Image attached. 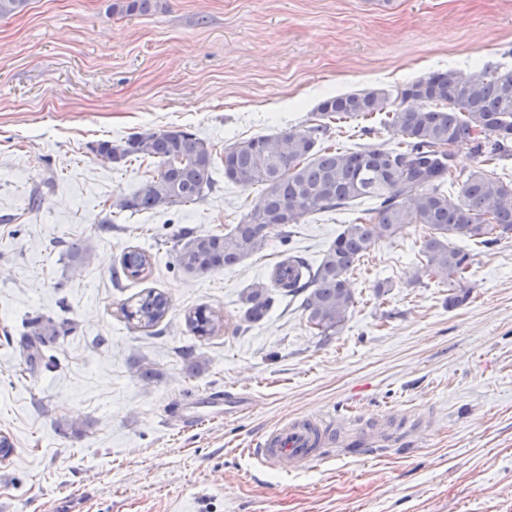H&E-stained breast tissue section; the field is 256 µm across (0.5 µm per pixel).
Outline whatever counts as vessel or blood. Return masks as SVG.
<instances>
[{
	"mask_svg": "<svg viewBox=\"0 0 512 512\" xmlns=\"http://www.w3.org/2000/svg\"><path fill=\"white\" fill-rule=\"evenodd\" d=\"M224 415V398L207 395L195 398L183 415L184 423H195L204 418H220ZM382 428L372 427L358 435L336 439L314 417H298L282 422L263 433L250 448L249 454L259 468L265 470H300L321 459L326 447L340 445L349 448L384 441Z\"/></svg>",
	"mask_w": 512,
	"mask_h": 512,
	"instance_id": "obj_1",
	"label": "vessel or blood"
}]
</instances>
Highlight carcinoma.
<instances>
[{
  "instance_id": "cac0c4a2",
  "label": "carcinoma",
  "mask_w": 512,
  "mask_h": 512,
  "mask_svg": "<svg viewBox=\"0 0 512 512\" xmlns=\"http://www.w3.org/2000/svg\"><path fill=\"white\" fill-rule=\"evenodd\" d=\"M156 0H113L110 10L125 16L150 13ZM392 100L379 89L338 94L318 106L319 123L236 141L224 147V180L263 191L253 211L223 235L192 237L176 253L179 268L202 275L241 263L264 250L271 239L288 238V227L317 212L340 209L356 199L370 203L342 231L315 263L285 254L268 281L242 297L244 317L261 320L277 298L302 297L307 322L320 334L336 333L355 300L349 274L375 244L395 240L411 224L428 228L413 274L416 282L433 279L452 289L448 305L470 295L464 284L472 256L455 241L480 240L486 247L512 236V180L472 171L456 175L454 150L465 147L484 163L512 158V70L464 75L432 72L405 85ZM365 134H386L377 147L348 151L332 143L334 121L367 120ZM96 153L116 164L130 158L158 164L157 178L116 202L120 212L140 213L194 203L215 187L210 145L181 126L144 131L97 144ZM462 183L457 199L448 188ZM151 268L141 249L123 253L114 274L139 279ZM169 308L167 297L153 290L139 296L124 316L152 328ZM191 330L211 336L221 317L198 308L187 317ZM27 358H43L42 347L58 335L56 326L37 317L28 322Z\"/></svg>"
}]
</instances>
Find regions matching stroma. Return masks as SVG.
Masks as SVG:
<instances>
[{
	"mask_svg": "<svg viewBox=\"0 0 512 512\" xmlns=\"http://www.w3.org/2000/svg\"><path fill=\"white\" fill-rule=\"evenodd\" d=\"M110 3L27 0L0 18V512H512V239L466 242L472 290L455 308L446 287L412 280L424 227L378 242L332 336L285 298L246 321L241 294L282 255L319 259L354 209L307 216L214 273L175 261L182 232L225 233L260 199L225 182V146L316 123L329 95L512 69V0H159L143 16ZM170 126L209 143L215 188L117 212L157 166L113 164L96 144ZM75 240L92 247L80 265L66 255ZM130 247L152 268L115 280ZM149 288L169 309L144 329L121 306ZM200 305L223 315L221 332L188 329ZM37 314L67 323L51 369L21 354ZM217 391L251 405L182 423L190 396ZM329 413L346 425L425 415L430 428L304 470L261 472L245 453L285 420ZM60 418L78 431L58 433Z\"/></svg>",
	"mask_w": 512,
	"mask_h": 512,
	"instance_id": "stroma-1",
	"label": "stroma"
}]
</instances>
